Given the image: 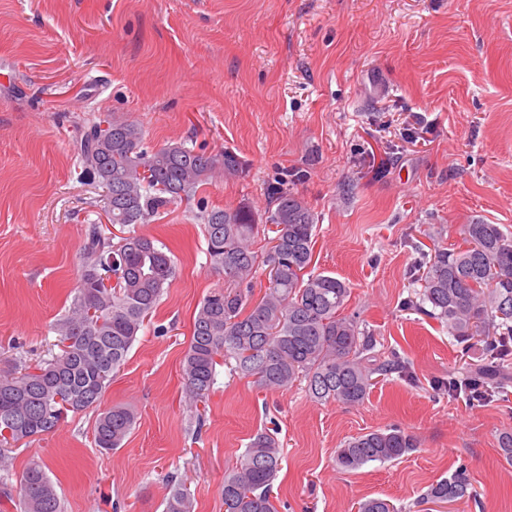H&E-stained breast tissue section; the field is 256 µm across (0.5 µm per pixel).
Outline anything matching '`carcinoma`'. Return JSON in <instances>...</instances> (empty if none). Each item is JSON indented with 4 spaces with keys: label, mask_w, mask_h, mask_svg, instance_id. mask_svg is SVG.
<instances>
[{
    "label": "carcinoma",
    "mask_w": 512,
    "mask_h": 512,
    "mask_svg": "<svg viewBox=\"0 0 512 512\" xmlns=\"http://www.w3.org/2000/svg\"><path fill=\"white\" fill-rule=\"evenodd\" d=\"M82 178L112 180L104 208L113 224H147L158 209L194 196L215 177H237L244 161L234 152L197 151L183 143L143 149L136 124L120 117L98 119L76 145ZM265 223L272 237L258 247L259 224L248 203L233 210L201 208L212 268L228 286L211 291L196 310L181 365L190 407L205 401L217 366L253 377L276 391L306 382L311 398L348 406L362 403L373 375L401 372L397 354L373 353L374 339L359 317L345 313L349 286L312 273L316 218L305 199L278 182L269 189ZM268 275L263 295L253 299L258 270ZM176 273L172 258L148 236L132 233L113 242L100 224L86 225L79 284L66 314L54 325L59 352L35 365L0 370V462L8 446L54 431L68 414L100 407L112 376L125 365L144 322L157 308ZM112 274L116 283L101 286ZM420 302L433 319L461 341L484 337L487 361L448 378V388L469 385L484 399L512 379V238L497 224L464 225L463 244L437 248L420 275ZM136 424L128 407L98 414L93 436L105 452L121 446ZM419 447L417 437L397 426L356 436L336 451L347 471L369 462L395 461ZM283 449L275 434L256 433L224 472V512H276L270 489ZM464 470L431 485L425 499L454 503L471 496ZM20 512H62L55 484L42 461H30L20 483ZM164 512H194L186 489L176 486ZM357 512H398L390 501L366 498Z\"/></svg>",
    "instance_id": "obj_1"
}]
</instances>
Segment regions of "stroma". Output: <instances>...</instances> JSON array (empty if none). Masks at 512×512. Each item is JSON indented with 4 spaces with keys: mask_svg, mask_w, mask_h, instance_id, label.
Returning <instances> with one entry per match:
<instances>
[{
    "mask_svg": "<svg viewBox=\"0 0 512 512\" xmlns=\"http://www.w3.org/2000/svg\"><path fill=\"white\" fill-rule=\"evenodd\" d=\"M126 118L148 150H231L242 175L201 185L136 233L177 273L105 392L133 408L121 448L95 447L96 411L9 452L19 488L42 458L64 512H163L170 483L194 512H224L221 488L256 432L283 448L277 512H512V381L482 403L438 390L480 363L482 344L408 308L421 254L460 244L481 220L512 234V0H0V369L47 359L68 309L86 224L106 223L101 187L81 180L73 139L88 118ZM285 179L317 217L310 269L346 282L348 312L397 352L363 403L266 391L217 369L196 425L181 363L197 306L224 276L207 260L200 206L269 205ZM398 426L420 446L354 471L352 437ZM466 467L471 498L424 502Z\"/></svg>",
    "mask_w": 512,
    "mask_h": 512,
    "instance_id": "obj_1",
    "label": "stroma"
}]
</instances>
